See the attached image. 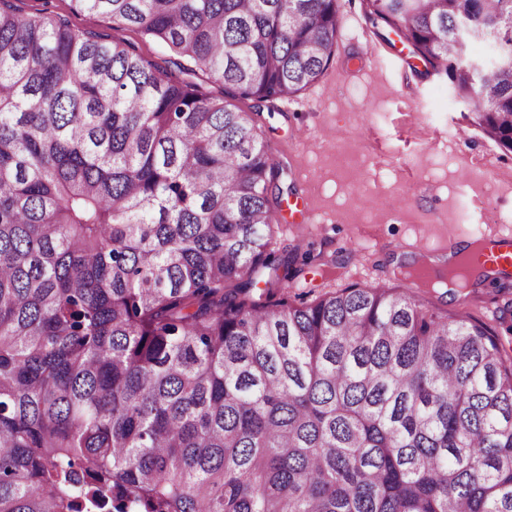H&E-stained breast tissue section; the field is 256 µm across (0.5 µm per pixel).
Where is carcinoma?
I'll list each match as a JSON object with an SVG mask.
<instances>
[{"instance_id":"cac0c4a2","label":"carcinoma","mask_w":512,"mask_h":512,"mask_svg":"<svg viewBox=\"0 0 512 512\" xmlns=\"http://www.w3.org/2000/svg\"><path fill=\"white\" fill-rule=\"evenodd\" d=\"M366 2L512 151V0ZM72 7L271 105L342 33L339 0ZM278 173L252 113L0 0V512H512V355L407 289L272 300Z\"/></svg>"}]
</instances>
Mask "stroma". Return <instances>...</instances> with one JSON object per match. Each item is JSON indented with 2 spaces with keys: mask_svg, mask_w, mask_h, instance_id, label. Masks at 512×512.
<instances>
[{
  "mask_svg": "<svg viewBox=\"0 0 512 512\" xmlns=\"http://www.w3.org/2000/svg\"><path fill=\"white\" fill-rule=\"evenodd\" d=\"M24 16L68 17L73 29L105 32L102 15L72 14L69 0H11ZM343 34L324 76L258 119L283 170L270 247L297 252L287 291L305 299L356 282L404 287L394 257L440 256L455 227L512 229V152L466 125L470 107L427 71L386 28L366 24L364 0H339ZM482 169L483 179L462 181ZM309 224H302V217ZM448 317L484 323L512 349V275L466 288L419 289Z\"/></svg>",
  "mask_w": 512,
  "mask_h": 512,
  "instance_id": "obj_1",
  "label": "stroma"
}]
</instances>
